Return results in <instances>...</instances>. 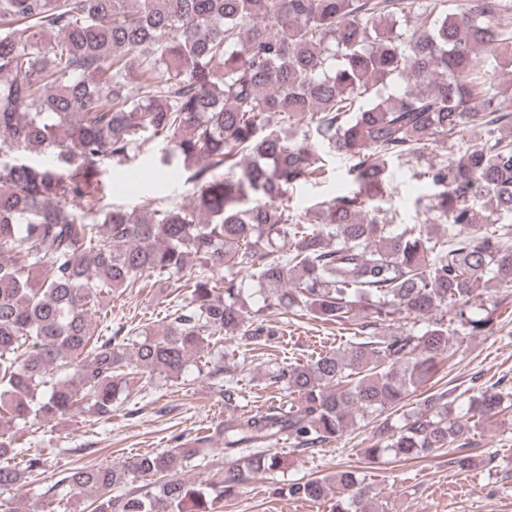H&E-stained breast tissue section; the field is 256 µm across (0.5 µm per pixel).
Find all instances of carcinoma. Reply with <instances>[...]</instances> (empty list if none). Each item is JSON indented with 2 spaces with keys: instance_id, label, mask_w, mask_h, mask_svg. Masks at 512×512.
<instances>
[{
  "instance_id": "obj_1",
  "label": "carcinoma",
  "mask_w": 512,
  "mask_h": 512,
  "mask_svg": "<svg viewBox=\"0 0 512 512\" xmlns=\"http://www.w3.org/2000/svg\"><path fill=\"white\" fill-rule=\"evenodd\" d=\"M497 59L512 63V0H0V147L16 154L0 166V507L46 468L13 428L83 409L109 420L133 376L177 379L213 337L261 335L247 280L283 315L354 323V340L278 369L287 402L216 429L236 458L220 480L183 477L205 461V436L65 470L42 493L57 512H71L65 488L92 512H213L280 468L263 444L317 448L356 412L385 415L372 461L454 445L469 468L470 439L512 410V390L461 403L443 390L393 414L464 339L496 331L500 302L477 303L484 288L512 286V95L495 87ZM441 142L461 146L419 173L439 188L424 221L381 206L393 162ZM158 147L162 166L190 170L193 202L109 204L98 166ZM338 158L355 187L299 211L289 190ZM191 258L225 275L198 277L162 331L95 335L106 296ZM398 316L421 327L381 333ZM136 477L154 486L113 494ZM278 493L387 512L352 470Z\"/></svg>"
}]
</instances>
